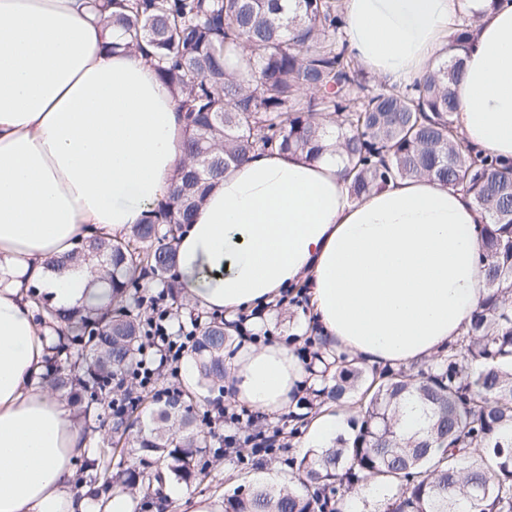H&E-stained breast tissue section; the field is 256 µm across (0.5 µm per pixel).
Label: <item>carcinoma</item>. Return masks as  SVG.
I'll list each match as a JSON object with an SVG mask.
<instances>
[{
  "instance_id": "cac0c4a2",
  "label": "carcinoma",
  "mask_w": 512,
  "mask_h": 512,
  "mask_svg": "<svg viewBox=\"0 0 512 512\" xmlns=\"http://www.w3.org/2000/svg\"><path fill=\"white\" fill-rule=\"evenodd\" d=\"M101 22L123 30L122 47L143 54L180 98L184 159L167 196L123 238L89 237L54 267L97 260L110 302L86 311L34 301L57 326L39 385L66 397L85 435L108 427L79 483L155 496L164 512L163 464L187 485L205 478L210 447L191 393L147 392L130 379L146 345L151 278L170 290L176 241L224 172L258 152L309 161L343 157L359 199L390 180L424 177L462 188L482 215L479 262L487 296L448 354L421 366L368 371L342 353L323 371L317 396L339 404L360 393L354 436L306 452L295 480L224 496V512H323L322 501L358 495L380 478L395 492L382 512H512V166L468 147L454 120L460 57L441 59L405 87L371 85L338 34L342 0H91ZM224 320L210 318L191 353L197 382L224 381ZM415 397L427 428L406 436L400 405ZM128 400L108 421L112 398ZM138 463L111 469L120 443Z\"/></svg>"
}]
</instances>
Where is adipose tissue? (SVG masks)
<instances>
[{
    "label": "adipose tissue",
    "mask_w": 512,
    "mask_h": 512,
    "mask_svg": "<svg viewBox=\"0 0 512 512\" xmlns=\"http://www.w3.org/2000/svg\"><path fill=\"white\" fill-rule=\"evenodd\" d=\"M456 122L466 144L512 164V0H342L343 31L383 84L404 85L452 52L462 21ZM87 0H0V512H90L73 490L87 441L65 400L35 383L53 336L32 315L107 304L89 266L50 262L76 240L141 223L180 165L179 101ZM339 156L274 153L232 168L177 241L193 304L236 320L305 287L327 354L391 369L447 352L486 295L482 215L459 189L406 179L352 200ZM236 401L289 412L321 363L283 342L242 344L227 363Z\"/></svg>",
    "instance_id": "adipose-tissue-1"
}]
</instances>
